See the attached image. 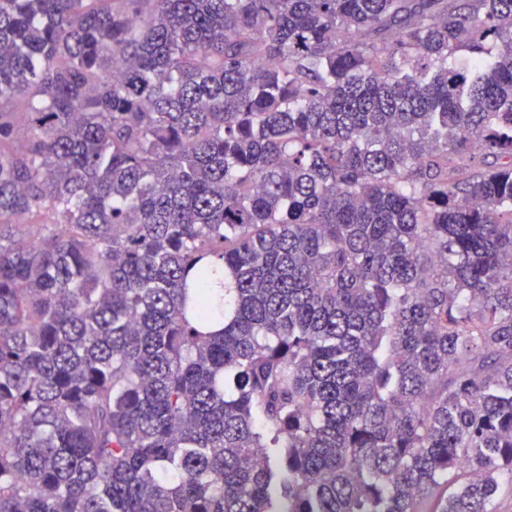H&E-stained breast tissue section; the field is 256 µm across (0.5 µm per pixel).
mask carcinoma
Segmentation results:
<instances>
[{
  "label": "carcinoma",
  "mask_w": 512,
  "mask_h": 512,
  "mask_svg": "<svg viewBox=\"0 0 512 512\" xmlns=\"http://www.w3.org/2000/svg\"><path fill=\"white\" fill-rule=\"evenodd\" d=\"M505 478L512 0H0V512Z\"/></svg>",
  "instance_id": "cac0c4a2"
}]
</instances>
